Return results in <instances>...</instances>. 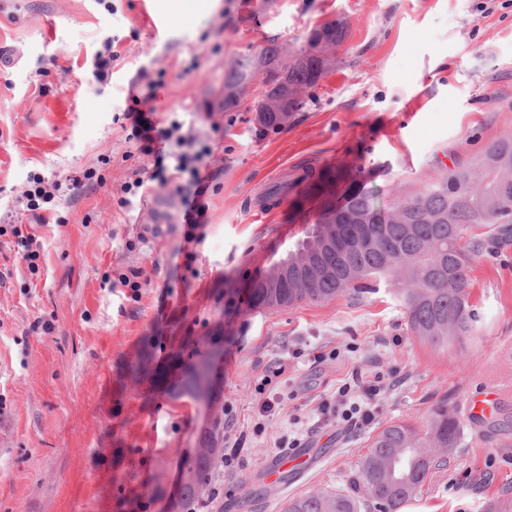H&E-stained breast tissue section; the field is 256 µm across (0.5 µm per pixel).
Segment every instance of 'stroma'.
<instances>
[{"label": "stroma", "mask_w": 512, "mask_h": 512, "mask_svg": "<svg viewBox=\"0 0 512 512\" xmlns=\"http://www.w3.org/2000/svg\"><path fill=\"white\" fill-rule=\"evenodd\" d=\"M345 30L332 64L285 126L258 133L249 98L224 108V68L268 40L301 48L317 25ZM120 57L92 75L107 46ZM137 91L159 121L208 143L214 174L194 258L173 186L154 181L119 208L121 186L149 177L120 115ZM512 135V0H0V225L35 224L20 204L31 174L104 184L65 194L36 226L40 272L0 237V512H171L182 461L213 422L231 421L210 512H282L315 490L349 492L371 438L417 422L447 399L461 408L480 384L512 389V237L470 256L476 336L435 349L413 336L394 283L363 294L269 311L248 304L252 280L302 240L318 201L294 213L281 187L305 168H360L382 207L443 171L477 164ZM280 189L278 204L253 202ZM166 219L164 241L152 225ZM140 276L139 291L122 277ZM224 343L212 356V341ZM210 354L209 404L177 385ZM383 377L371 424L349 427L322 405L354 375ZM281 400L268 418L258 385ZM507 434L477 435L400 512H483L512 500ZM325 433L322 466L273 501L260 469L288 437Z\"/></svg>", "instance_id": "35a3bbf8"}]
</instances>
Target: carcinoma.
<instances>
[{"label": "carcinoma", "mask_w": 512, "mask_h": 512, "mask_svg": "<svg viewBox=\"0 0 512 512\" xmlns=\"http://www.w3.org/2000/svg\"><path fill=\"white\" fill-rule=\"evenodd\" d=\"M267 66L258 84L270 96L285 92L293 113L304 105L301 94L315 87L326 66L317 56L299 49L285 59V47L275 41L259 52L238 55L224 72V108L237 107L243 88L256 80V57ZM288 122L280 109L262 113L260 131L278 130ZM296 212L304 202L320 203L319 217L296 249L248 288L249 305L277 310L301 302H323L352 290L369 289V282L393 277L410 332L436 348L463 345L476 335L478 315L470 303L469 255L482 248L474 229L498 225L506 234L512 226V137L485 147L474 167H454L424 191L398 197L381 213L359 169H322L307 184L294 181ZM200 358L185 365L179 386L193 399L200 397L204 364ZM223 417L202 431L198 448L183 465L182 512L212 508L219 464L224 452L216 448ZM465 442L464 424L448 401L435 402L419 426L389 422L372 440L353 480L355 494L317 491L288 500L284 512H398L416 495L445 455Z\"/></svg>", "instance_id": "1"}]
</instances>
